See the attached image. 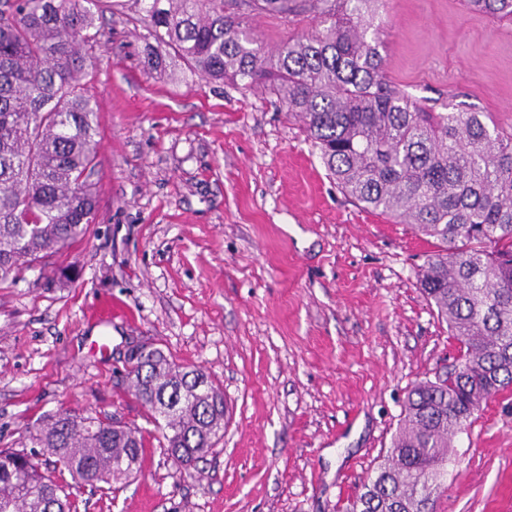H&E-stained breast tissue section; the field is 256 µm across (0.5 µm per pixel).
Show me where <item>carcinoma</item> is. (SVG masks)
<instances>
[{"label": "carcinoma", "instance_id": "carcinoma-1", "mask_svg": "<svg viewBox=\"0 0 512 512\" xmlns=\"http://www.w3.org/2000/svg\"><path fill=\"white\" fill-rule=\"evenodd\" d=\"M155 45L154 71L183 61L216 83L262 87L297 117L337 187L359 205L431 240L421 285L462 369L415 384L392 447L351 512H434L451 440L512 387V134L486 112H427L393 85L367 38L376 0H135ZM512 19V0H468ZM97 0H0V286L86 235L96 110L81 77L98 47ZM304 13L322 29L268 54L249 13ZM165 45L169 55L158 49ZM136 398L163 417L161 448L187 466L224 430V392L159 349L128 355ZM39 451L0 449V512H72L71 483L126 479L144 438L107 417L47 414L29 432ZM71 481H66L64 475Z\"/></svg>", "mask_w": 512, "mask_h": 512}]
</instances>
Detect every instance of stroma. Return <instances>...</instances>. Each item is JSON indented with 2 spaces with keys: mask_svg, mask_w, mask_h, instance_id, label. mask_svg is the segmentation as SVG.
<instances>
[{
  "mask_svg": "<svg viewBox=\"0 0 512 512\" xmlns=\"http://www.w3.org/2000/svg\"><path fill=\"white\" fill-rule=\"evenodd\" d=\"M98 198L82 241L0 287V448L48 413L138 427L140 472L78 485V512H345L391 448L418 381L461 350L426 300L433 246L353 203L268 91L151 71L133 0H100ZM388 79L432 112L467 106L512 132V21L466 0H378ZM267 49L314 32L247 16ZM121 306L103 319L101 301ZM160 348L224 391V433L191 470L128 387L124 355ZM436 512H512V392L454 439Z\"/></svg>",
  "mask_w": 512,
  "mask_h": 512,
  "instance_id": "1",
  "label": "stroma"
}]
</instances>
